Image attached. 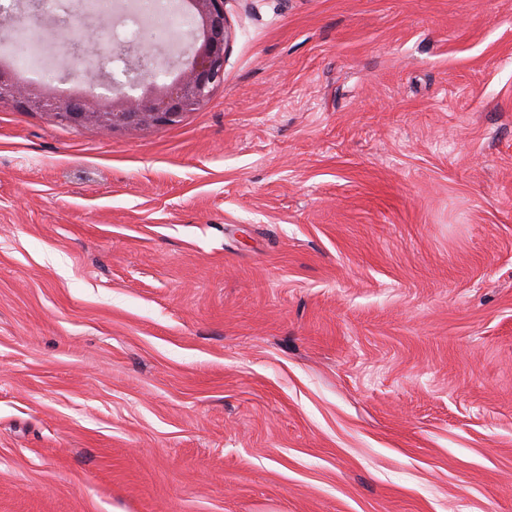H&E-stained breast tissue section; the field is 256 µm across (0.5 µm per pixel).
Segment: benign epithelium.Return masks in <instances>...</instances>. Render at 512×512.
<instances>
[{
	"label": "benign epithelium",
	"instance_id": "7a95c632",
	"mask_svg": "<svg viewBox=\"0 0 512 512\" xmlns=\"http://www.w3.org/2000/svg\"><path fill=\"white\" fill-rule=\"evenodd\" d=\"M191 7L198 26L189 32L192 53L178 78L171 84L140 97L119 93L107 105L91 91H73L60 96L48 84L30 83L13 78L0 69V103L9 101L26 111L43 112L54 121L72 126H95L106 133L116 128H142L174 125L181 117L204 107L214 89L224 82V52L228 31L224 0H181ZM42 0H25L20 13L10 17L27 26L41 27ZM46 37L62 44L67 60L78 72L85 67L89 54L86 44L105 53L123 56L130 62L128 78L138 83L151 75L160 57L149 54L137 44H116L107 29L86 21L63 28H43Z\"/></svg>",
	"mask_w": 512,
	"mask_h": 512
}]
</instances>
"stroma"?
<instances>
[{
	"instance_id": "obj_1",
	"label": "stroma",
	"mask_w": 512,
	"mask_h": 512,
	"mask_svg": "<svg viewBox=\"0 0 512 512\" xmlns=\"http://www.w3.org/2000/svg\"><path fill=\"white\" fill-rule=\"evenodd\" d=\"M174 126L0 104V512H512V0H224Z\"/></svg>"
}]
</instances>
